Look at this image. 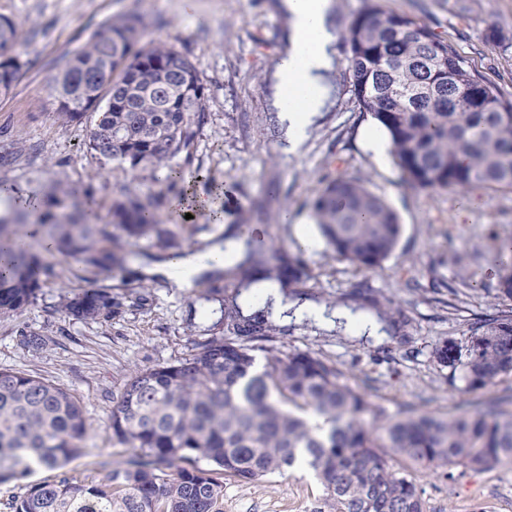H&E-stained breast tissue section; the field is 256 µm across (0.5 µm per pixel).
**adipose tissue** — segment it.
<instances>
[{
    "mask_svg": "<svg viewBox=\"0 0 512 512\" xmlns=\"http://www.w3.org/2000/svg\"><path fill=\"white\" fill-rule=\"evenodd\" d=\"M293 22L290 49L276 66L277 77L284 92L281 119L287 128V152L302 145L307 130L322 103L321 77L330 61L335 36L326 24L328 0H283ZM230 250L214 245L202 252H186L147 267L150 275L165 276L172 287L189 289L195 278L224 265Z\"/></svg>",
    "mask_w": 512,
    "mask_h": 512,
    "instance_id": "adipose-tissue-1",
    "label": "adipose tissue"
}]
</instances>
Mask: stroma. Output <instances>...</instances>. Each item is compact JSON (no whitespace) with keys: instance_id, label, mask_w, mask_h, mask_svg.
I'll use <instances>...</instances> for the list:
<instances>
[{"instance_id":"1","label":"stroma","mask_w":512,"mask_h":512,"mask_svg":"<svg viewBox=\"0 0 512 512\" xmlns=\"http://www.w3.org/2000/svg\"><path fill=\"white\" fill-rule=\"evenodd\" d=\"M371 0H331L328 25L337 40L332 63L322 74L323 99L308 137L297 153L284 150L282 94L276 63L289 47L292 22L282 0H0V15L16 25L21 62L8 95H0V187L37 197L48 187L92 188L100 211L112 192L128 186L162 192L168 201L160 220L177 227L179 250L215 243L243 247V225L258 240L295 252V227L314 226L306 203L323 180L345 174L387 198L399 213L403 233L381 267L364 270L339 259L330 246L306 253L309 278L296 305L346 309L377 322L380 340L359 336L346 322L327 326L289 317L287 334L267 341L282 355L309 350L336 365L350 387L365 394L380 421L408 413L457 415L496 407L512 412V374L479 390L467 389L460 371L439 365L436 345L466 343L471 324L498 311L497 279L489 259L496 242L512 241V191L478 190L469 220L459 218L467 195L450 189L424 190L407 184L394 161L379 163L364 133L374 128L359 108L349 70L346 27ZM389 11L410 15L445 40L470 71L512 100V0H382ZM129 13L143 17L142 43L163 42L195 66L207 95L190 160H177L174 184L136 180L117 168L101 167L85 146L84 127L58 118L52 79L68 55L81 49L98 27ZM210 197L218 213L185 215L170 199L183 192ZM290 222H283V215ZM122 270H88L71 259L53 258V278L34 303L0 318V370L43 377L68 389L90 425L82 454L65 470L42 468L0 483V512L35 482L67 474L82 481L101 478V461H125L130 448L112 439V401L130 369L152 368L193 353L211 338L220 305L205 300L207 284L181 291L144 267L166 259L168 250L140 240ZM111 288L112 313L94 323L64 317L61 290L89 282ZM405 315L384 322L387 303ZM46 336L32 351L19 335ZM414 478L429 512H478L481 504L512 502V463L455 475L421 470ZM321 490L301 469L243 485L224 483V512H312Z\"/></svg>"}]
</instances>
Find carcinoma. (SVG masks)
I'll return each mask as SVG.
<instances>
[{
  "mask_svg": "<svg viewBox=\"0 0 512 512\" xmlns=\"http://www.w3.org/2000/svg\"><path fill=\"white\" fill-rule=\"evenodd\" d=\"M141 18L100 26L54 78L57 114L86 128L85 145L102 166L156 183L174 179L172 161L190 160L205 88L186 56L165 43L135 48ZM357 102L387 135L407 181L423 189H512V101L466 69L457 51L415 19L375 3L347 27ZM15 27L0 16V93L20 69ZM163 194L126 186L112 195L106 220L87 190L55 185L34 209L51 251L92 270L123 268L114 247L126 238L161 244L177 234L160 223ZM322 236L340 259L381 266L402 231L387 200L344 174L326 181L310 203ZM499 262L497 298L512 301V244ZM53 266L32 251L26 234L0 217V317L32 304ZM308 278L303 252L246 244L243 256L208 283L224 302L222 336L189 356L134 368L113 401L112 440L134 453L118 466L103 461L98 480L66 474L37 482L11 512H224V478L249 484L295 467L322 486L313 512H427L415 479L389 464L480 471L512 462V414L492 408L455 419L410 415L378 423L365 395L332 363L311 351L273 354L259 366L252 345L280 332L268 308L248 314L236 288L268 281L285 295ZM112 291L91 285L60 296L59 311L77 322L112 313ZM435 360L460 370L478 390L512 374V311L471 327L466 344L444 341ZM89 425L79 400L38 376L0 371V482L36 467L61 468L82 452ZM205 461L204 468L199 462Z\"/></svg>",
  "mask_w": 512,
  "mask_h": 512,
  "instance_id": "obj_1",
  "label": "carcinoma"
}]
</instances>
